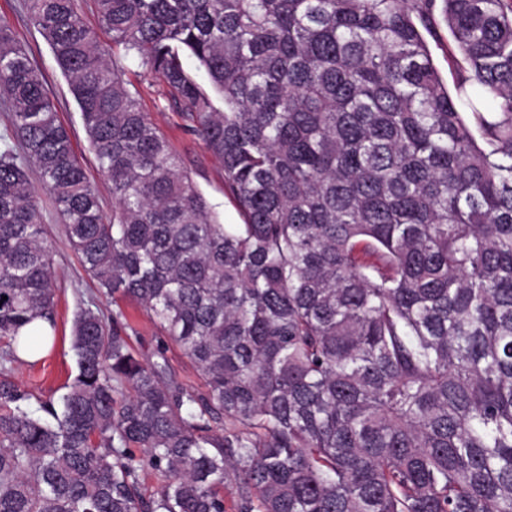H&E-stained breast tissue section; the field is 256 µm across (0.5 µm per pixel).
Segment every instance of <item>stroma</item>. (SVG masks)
Instances as JSON below:
<instances>
[{"instance_id": "1", "label": "stroma", "mask_w": 512, "mask_h": 512, "mask_svg": "<svg viewBox=\"0 0 512 512\" xmlns=\"http://www.w3.org/2000/svg\"><path fill=\"white\" fill-rule=\"evenodd\" d=\"M24 0H0V16L7 17L17 40L26 47L34 64L41 70L46 87L54 98L60 122L72 135L75 152L82 159L87 174L96 187L104 210H111L112 186L98 172L89 150L81 112L73 99L68 83L57 68L50 48L39 30L33 26L23 7ZM128 77L139 86L144 109L169 138L180 154L185 167L198 182L206 197L224 209L225 223H232L235 212L224 202V172L218 160L202 144L181 127L179 115L172 110L164 87L136 64H128ZM42 221L54 243L56 288L55 340L39 359L19 361L12 365L8 377L30 397L31 405L58 398L76 374L71 348L72 325L75 315L86 305H97L104 314H111L112 300L100 294L93 281L84 273L80 261L66 242L64 226L57 207L49 194L40 198Z\"/></svg>"}]
</instances>
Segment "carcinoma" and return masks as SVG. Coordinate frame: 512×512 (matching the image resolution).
I'll use <instances>...</instances> for the list:
<instances>
[{"mask_svg":"<svg viewBox=\"0 0 512 512\" xmlns=\"http://www.w3.org/2000/svg\"><path fill=\"white\" fill-rule=\"evenodd\" d=\"M25 5L114 204L0 16V359L55 327L42 191L115 310L76 318L47 416L0 379V512H224L233 479L239 512H512V0H95L221 161L234 224L81 0ZM123 301L203 389L132 349ZM441 36V43L436 44L434 41H431V48L436 66L445 79L448 80V86L451 87L453 85V71L448 65V33L445 28L441 31ZM167 356L175 377L188 387L201 388L203 380L196 368L176 344L167 342Z\"/></svg>","mask_w":512,"mask_h":512,"instance_id":"1","label":"carcinoma"}]
</instances>
